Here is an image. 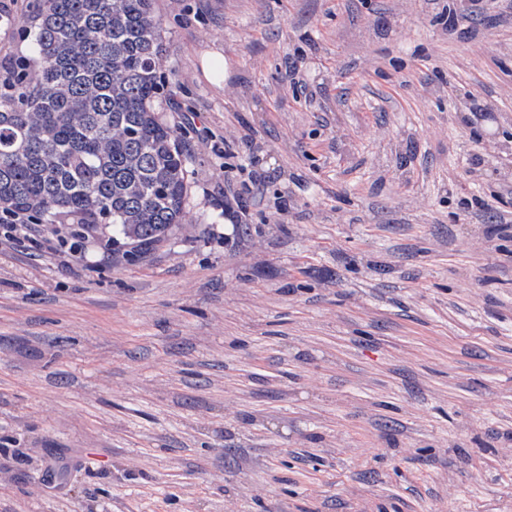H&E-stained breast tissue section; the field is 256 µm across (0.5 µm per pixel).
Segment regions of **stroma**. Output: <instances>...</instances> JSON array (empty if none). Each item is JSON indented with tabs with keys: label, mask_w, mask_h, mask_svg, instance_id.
I'll list each match as a JSON object with an SVG mask.
<instances>
[{
	"label": "stroma",
	"mask_w": 512,
	"mask_h": 512,
	"mask_svg": "<svg viewBox=\"0 0 512 512\" xmlns=\"http://www.w3.org/2000/svg\"><path fill=\"white\" fill-rule=\"evenodd\" d=\"M156 5L184 221L135 261L0 246V512H512V225L467 207H512L470 163L512 151V0L449 35L438 0ZM31 12L0 0V74ZM202 70L207 80L215 86L221 87L226 70L224 56L218 52L205 53L202 57Z\"/></svg>",
	"instance_id": "obj_1"
}]
</instances>
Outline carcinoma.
Instances as JSON below:
<instances>
[{
	"mask_svg": "<svg viewBox=\"0 0 512 512\" xmlns=\"http://www.w3.org/2000/svg\"><path fill=\"white\" fill-rule=\"evenodd\" d=\"M155 0H40L33 56L0 75V223L103 225L102 241L152 249L188 191L164 89Z\"/></svg>",
	"mask_w": 512,
	"mask_h": 512,
	"instance_id": "1",
	"label": "carcinoma"
}]
</instances>
